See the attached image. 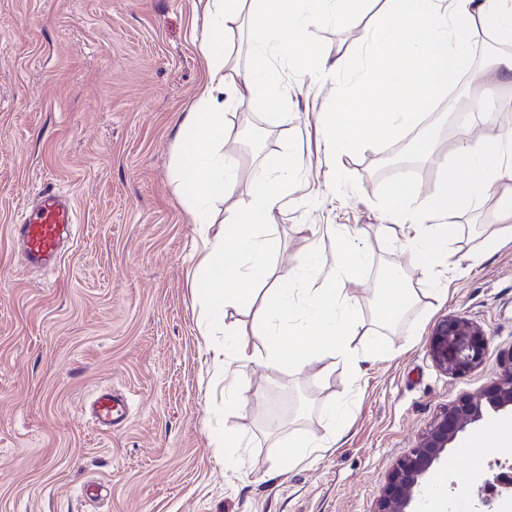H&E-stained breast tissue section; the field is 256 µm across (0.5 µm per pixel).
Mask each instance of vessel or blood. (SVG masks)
<instances>
[{"mask_svg": "<svg viewBox=\"0 0 512 512\" xmlns=\"http://www.w3.org/2000/svg\"><path fill=\"white\" fill-rule=\"evenodd\" d=\"M75 230L70 200L50 189L39 193L35 207L27 210L15 226L25 262L33 268L57 265L65 243L74 238ZM89 413L99 428L108 431L125 420L126 406L119 396L101 392L92 401Z\"/></svg>", "mask_w": 512, "mask_h": 512, "instance_id": "b4317fda", "label": "vessel or blood"}]
</instances>
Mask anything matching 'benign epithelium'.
Returning <instances> with one entry per match:
<instances>
[{
  "instance_id": "benign-epithelium-1",
  "label": "benign epithelium",
  "mask_w": 512,
  "mask_h": 512,
  "mask_svg": "<svg viewBox=\"0 0 512 512\" xmlns=\"http://www.w3.org/2000/svg\"><path fill=\"white\" fill-rule=\"evenodd\" d=\"M489 339L484 330L460 317L446 316L428 338V352L444 373L464 378L484 361ZM512 409V351L499 364L496 379L483 398L462 397L444 408L418 444L409 449L388 476L383 495L374 512H407L413 501L412 491L420 479L447 452L459 432L484 418L485 411L498 413Z\"/></svg>"
}]
</instances>
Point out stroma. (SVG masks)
Returning a JSON list of instances; mask_svg holds the SVG:
<instances>
[{
  "label": "stroma",
  "mask_w": 512,
  "mask_h": 512,
  "mask_svg": "<svg viewBox=\"0 0 512 512\" xmlns=\"http://www.w3.org/2000/svg\"><path fill=\"white\" fill-rule=\"evenodd\" d=\"M205 2L0 0V512H374L388 475L440 410L479 395L512 349V242L471 259L502 226L496 197L458 210L448 243L455 266L426 272L404 240L418 212L396 226L386 210L397 174L379 170L380 148L336 158L324 149L331 74L385 7L363 0L358 15L315 30L326 79L289 78L287 98L229 103L223 152L236 186L216 209L246 203L266 163H290L274 206L278 247L258 286L276 287L291 268L305 287L309 251L320 245L319 279L343 282L358 309L357 344L381 354L359 373L340 363L324 377L313 361L285 371L252 364L225 395V324L246 352L261 341L250 315L221 313L195 294L204 244L174 171L177 129L203 74L192 23ZM224 46L243 85L253 75L247 15L226 24ZM493 49L458 87L497 101L500 127L512 129V83L485 80L512 60V47ZM428 142L436 151L414 183L424 198L441 189L456 146L443 114L402 139L417 154ZM337 168L356 192L333 191ZM48 185L71 195L81 229L58 266L32 269L11 229L21 203ZM340 243L365 248V265L336 267ZM401 288L448 297L388 320ZM447 315L490 340L483 365L463 378L428 354ZM102 387L129 396L124 427L90 422ZM333 403L346 410L334 448L269 478L286 445L326 435ZM228 427L242 437L232 465L215 441ZM479 430L459 434L435 472L467 477L482 457L489 476L512 465V452L470 449Z\"/></svg>",
  "instance_id": "1"
}]
</instances>
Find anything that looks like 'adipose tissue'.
Masks as SVG:
<instances>
[{"label":"adipose tissue","mask_w":512,"mask_h":512,"mask_svg":"<svg viewBox=\"0 0 512 512\" xmlns=\"http://www.w3.org/2000/svg\"><path fill=\"white\" fill-rule=\"evenodd\" d=\"M357 0H207L201 42L203 78L196 102L181 121L176 135L175 174L178 190L192 221L199 226L213 224L210 204L231 196L236 181L232 164L226 163L224 147V90L235 65L224 51V26L242 12H250L253 27L251 45L255 79L241 90V97L263 102L281 96L278 77L270 64L273 52L285 51L289 43L304 41L310 28L333 23L353 13ZM485 114H478L464 128L454 157L448 165L441 194L432 197L425 211L431 223L427 233L410 239L407 247L415 265L431 269L444 252L453 230L448 219L462 207L479 206L490 193H497L504 226L498 237L489 239L486 250L501 240L512 241V131L484 134ZM280 162H272L257 173L249 199L226 209L224 229L198 264L193 286L215 307L253 311V333L264 346L254 355L239 349L232 335L224 337V388L237 385L242 369L256 363L288 369L307 362L320 365L327 375L336 364L359 367L379 352L376 345L358 349L352 341L357 334L355 304L341 287L319 282L314 271L320 265L319 249L310 253L312 269L305 290L306 308L300 324L301 335L316 337V344L289 341L294 316L293 271L284 272L277 287L256 298L249 284L261 275L259 266H246V256L272 252V237H248L247 228H267L274 221V206L283 190L276 173Z\"/></svg>","instance_id":"1"}]
</instances>
